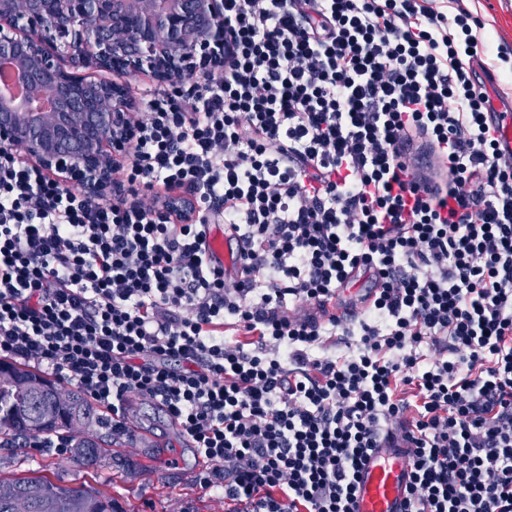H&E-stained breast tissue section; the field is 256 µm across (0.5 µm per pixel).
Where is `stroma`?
<instances>
[{"label": "stroma", "instance_id": "1", "mask_svg": "<svg viewBox=\"0 0 512 512\" xmlns=\"http://www.w3.org/2000/svg\"><path fill=\"white\" fill-rule=\"evenodd\" d=\"M465 4L483 24L479 36L488 50L482 63L497 77L496 97L512 96V59L497 56L499 45L512 49V0ZM128 418L133 440L113 437L110 456L96 468H85L72 452L59 456L49 448L0 447V473L24 475L48 464L65 483H85L105 492L122 512H221V503L196 481L201 462L165 413L132 395Z\"/></svg>", "mask_w": 512, "mask_h": 512}]
</instances>
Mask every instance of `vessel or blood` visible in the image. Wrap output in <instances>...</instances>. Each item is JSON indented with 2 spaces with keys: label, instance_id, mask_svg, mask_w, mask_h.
I'll list each match as a JSON object with an SVG mask.
<instances>
[{
  "label": "vessel or blood",
  "instance_id": "vessel-or-blood-1",
  "mask_svg": "<svg viewBox=\"0 0 512 512\" xmlns=\"http://www.w3.org/2000/svg\"><path fill=\"white\" fill-rule=\"evenodd\" d=\"M499 126V144L503 153L512 155V104L494 105ZM213 260L232 272L233 260L225 246L223 230L208 236ZM410 458L404 448H378L362 466L355 496V512H404L408 499Z\"/></svg>",
  "mask_w": 512,
  "mask_h": 512
}]
</instances>
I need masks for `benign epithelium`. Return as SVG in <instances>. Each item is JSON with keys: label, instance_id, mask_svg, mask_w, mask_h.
Instances as JSON below:
<instances>
[{"label": "benign epithelium", "instance_id": "obj_1", "mask_svg": "<svg viewBox=\"0 0 512 512\" xmlns=\"http://www.w3.org/2000/svg\"><path fill=\"white\" fill-rule=\"evenodd\" d=\"M229 44L224 0H0V60L49 91L38 106L0 98V149L21 146L22 160L63 188L114 193L134 103L89 71H148L177 86L189 72H221Z\"/></svg>", "mask_w": 512, "mask_h": 512}]
</instances>
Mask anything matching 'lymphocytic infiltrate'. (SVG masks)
Returning a JSON list of instances; mask_svg holds the SVG:
<instances>
[{
  "instance_id": "1",
  "label": "lymphocytic infiltrate",
  "mask_w": 512,
  "mask_h": 512,
  "mask_svg": "<svg viewBox=\"0 0 512 512\" xmlns=\"http://www.w3.org/2000/svg\"><path fill=\"white\" fill-rule=\"evenodd\" d=\"M480 27L431 0H224L223 72L152 91L120 167L193 192L189 217L1 149L0 357L116 434L128 395L157 403L224 512H353L400 441L407 512H512V157ZM336 334L357 342L321 355ZM491 106L499 126L498 136L501 151L512 155V103L511 105H499L495 100ZM208 241L210 255L212 256L213 260L217 264L224 266V271L226 272L228 278L233 277V260L231 258L227 238L224 237V230L219 228L215 229L213 233L208 232Z\"/></svg>"
}]
</instances>
